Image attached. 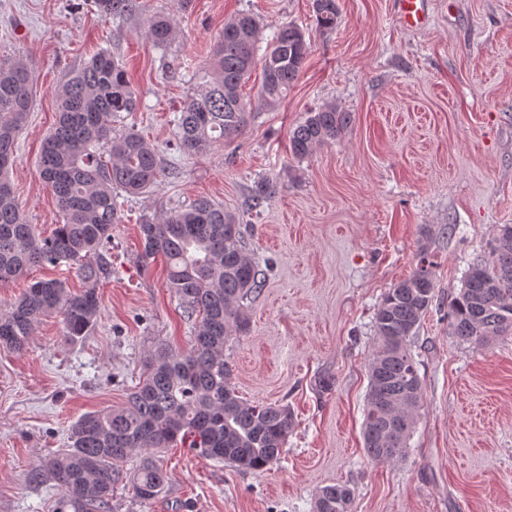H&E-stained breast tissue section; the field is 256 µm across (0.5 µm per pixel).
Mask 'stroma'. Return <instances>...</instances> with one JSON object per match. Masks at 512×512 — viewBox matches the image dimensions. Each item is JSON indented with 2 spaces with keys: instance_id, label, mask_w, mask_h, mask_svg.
Returning a JSON list of instances; mask_svg holds the SVG:
<instances>
[{
  "instance_id": "stroma-1",
  "label": "stroma",
  "mask_w": 512,
  "mask_h": 512,
  "mask_svg": "<svg viewBox=\"0 0 512 512\" xmlns=\"http://www.w3.org/2000/svg\"><path fill=\"white\" fill-rule=\"evenodd\" d=\"M313 2L194 0L180 12L174 0H141L139 14L112 18L92 0H0V55L22 57L34 78L9 172L28 223L47 235L60 220L37 173L41 144L67 74L97 51L123 60L140 98L129 122L169 168L112 227L95 327L72 345L52 315L26 351L0 347V512H53L58 487L30 472L67 447L81 415L125 404L150 351L188 350L192 325L163 260L142 265L138 223L202 197L246 224V251L270 265L248 334L229 346L237 392L288 404L294 428L280 461L260 472L168 449L165 492L141 503L116 486L115 512H312L319 490L337 483L354 488L352 512H512V335L475 347L448 325L469 264L512 225V0H428L425 23L409 29L394 0H336L325 33ZM158 11L173 13L178 30L165 48L144 33ZM241 12L260 17L266 39L284 25L302 29L304 70L233 142L179 152L172 119ZM327 102L350 124L293 159L290 130ZM262 178L277 192L257 205L251 188ZM423 254L436 282L411 340L423 404L404 456L375 463L362 434L373 317Z\"/></svg>"
}]
</instances>
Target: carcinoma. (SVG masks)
<instances>
[{"label": "carcinoma", "instance_id": "carcinoma-1", "mask_svg": "<svg viewBox=\"0 0 512 512\" xmlns=\"http://www.w3.org/2000/svg\"><path fill=\"white\" fill-rule=\"evenodd\" d=\"M105 16L140 10V0H94ZM319 30L330 31L336 0H315ZM146 36L165 47L177 37L173 18L154 14ZM309 53L305 33L285 25L260 50V24L250 13L224 22L213 50L212 72L174 118L178 148L201 154L230 142L248 126L253 105L242 87L256 62L262 64L257 105L274 108L287 98ZM32 75L20 58H0V285L44 264L75 267L84 284L78 292L59 279L38 280L0 309V346L26 350L42 317L57 314L67 339L76 343L97 322V285L112 275L108 244L121 222L120 195L153 189L165 163L153 145L129 128L113 127L139 110L123 62L100 51L68 74L59 93V117L46 135L38 164L40 179L55 197L63 223L43 237L28 223L8 179L17 141L31 110ZM351 116L334 103L308 112L289 135L293 158L304 159L336 140ZM141 262L157 257L168 269L167 287L187 319L192 345L180 353L158 347L144 361L139 382L124 406L90 412L70 428V446L46 457L30 474L51 478L60 490L54 512H112V487L125 480L139 501L164 491L167 472L161 454L181 443L206 457L260 471L280 455L293 427L286 404H250L232 383L224 348L249 329L244 302L264 286L265 273L245 251L238 219L209 199L188 208L143 216L139 222ZM432 262L423 257L411 275L382 297L374 313L377 339L368 365L364 448L374 462L405 454L423 404L418 363L409 347L429 310L436 283ZM453 335L475 346L512 334V225L498 229L490 257L468 266L459 293L448 303ZM135 470L123 471L133 456ZM354 491L345 484L321 489L314 512H352Z\"/></svg>", "mask_w": 512, "mask_h": 512}]
</instances>
